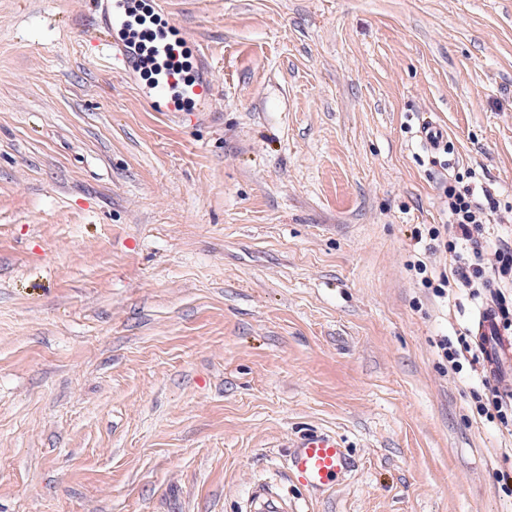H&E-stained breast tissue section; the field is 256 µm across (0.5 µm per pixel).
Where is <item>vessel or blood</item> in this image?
Wrapping results in <instances>:
<instances>
[{
	"instance_id": "1",
	"label": "vessel or blood",
	"mask_w": 512,
	"mask_h": 512,
	"mask_svg": "<svg viewBox=\"0 0 512 512\" xmlns=\"http://www.w3.org/2000/svg\"><path fill=\"white\" fill-rule=\"evenodd\" d=\"M112 19L96 40L98 53L112 68L152 71L146 92L163 112H199L213 103V86L205 79H190L184 64L194 43L187 33L171 35L168 26L139 25L142 0H112ZM419 136L426 149L444 148L443 130L431 120L419 125ZM476 336L485 348L489 375L499 374L512 365V339L500 338L492 310H484L477 320ZM290 480L308 490H328L348 474L354 463L342 439L333 433L309 431L290 439L286 454ZM247 505L251 512H288L287 498L266 484L256 485Z\"/></svg>"
}]
</instances>
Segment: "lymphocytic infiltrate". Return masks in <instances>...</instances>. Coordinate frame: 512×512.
Returning a JSON list of instances; mask_svg holds the SVG:
<instances>
[{"mask_svg": "<svg viewBox=\"0 0 512 512\" xmlns=\"http://www.w3.org/2000/svg\"><path fill=\"white\" fill-rule=\"evenodd\" d=\"M444 205L448 223L444 229H432L435 250L449 253L453 263L449 270L426 277L427 265L415 266L423 274V284L439 298L448 297L457 288H469L474 293L489 292L495 309L499 331H512V302L505 291L512 288V239L490 240L489 226L494 219L497 203L486 187L477 183L445 187ZM473 392L472 399L478 416L501 424L512 422V394L502 393L489 380Z\"/></svg>", "mask_w": 512, "mask_h": 512, "instance_id": "f902f5d3", "label": "lymphocytic infiltrate"}]
</instances>
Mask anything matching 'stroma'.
I'll use <instances>...</instances> for the list:
<instances>
[{
	"label": "stroma",
	"instance_id": "1",
	"mask_svg": "<svg viewBox=\"0 0 512 512\" xmlns=\"http://www.w3.org/2000/svg\"><path fill=\"white\" fill-rule=\"evenodd\" d=\"M144 6L211 110L98 60L107 0H0V512H241L308 429L356 467L297 512H512L436 348L487 300L409 269L456 176L512 207V0ZM419 136L422 144L429 151L446 149V135L443 130L430 119L423 120L419 125Z\"/></svg>",
	"mask_w": 512,
	"mask_h": 512
}]
</instances>
